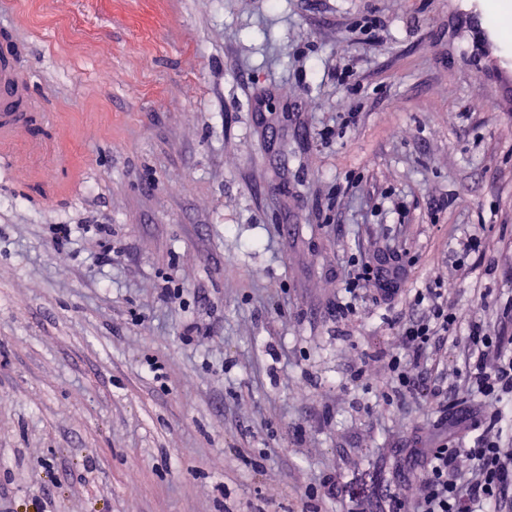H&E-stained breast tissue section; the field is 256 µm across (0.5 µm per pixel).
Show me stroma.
<instances>
[{"instance_id":"1","label":"stroma","mask_w":512,"mask_h":512,"mask_svg":"<svg viewBox=\"0 0 512 512\" xmlns=\"http://www.w3.org/2000/svg\"><path fill=\"white\" fill-rule=\"evenodd\" d=\"M490 2L0 0L20 110L56 115L19 133L53 193L0 163V512L419 495L445 421L497 407L454 350L443 404L387 394L409 309L345 279L408 249L404 290L440 285L499 333L512 0L502 22ZM469 234L488 254L467 272L448 254ZM330 476L338 495L310 496Z\"/></svg>"}]
</instances>
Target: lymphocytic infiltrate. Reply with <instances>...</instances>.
I'll use <instances>...</instances> for the list:
<instances>
[{"instance_id":"f902f5d3","label":"lymphocytic infiltrate","mask_w":512,"mask_h":512,"mask_svg":"<svg viewBox=\"0 0 512 512\" xmlns=\"http://www.w3.org/2000/svg\"><path fill=\"white\" fill-rule=\"evenodd\" d=\"M411 260L407 251L390 249L374 261L361 265L347 281L348 292L360 283L373 281L385 297L401 293ZM412 306H426L421 316L410 318L400 327L403 355H391L387 362V385L399 394L428 396L427 374L433 351L459 330H466L464 347L467 381L485 401L512 402V355H506L501 337L489 336L479 320L463 319L449 305L438 288L415 292ZM457 424L476 430L473 446L461 449L441 444L423 461L422 493L414 499L390 497L389 512H502L512 501V444L503 439L498 420L480 426L469 415H461ZM474 462L470 473L459 469L460 458Z\"/></svg>"}]
</instances>
